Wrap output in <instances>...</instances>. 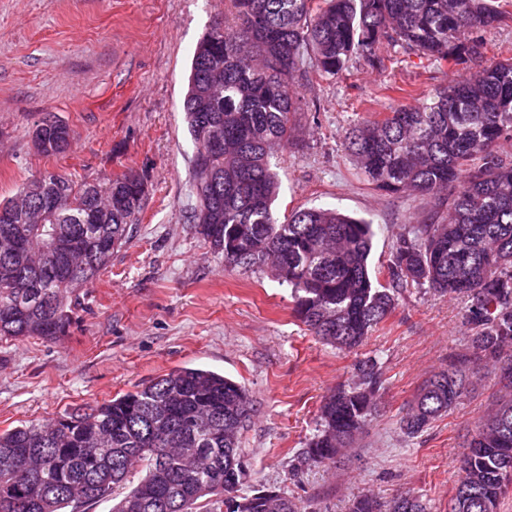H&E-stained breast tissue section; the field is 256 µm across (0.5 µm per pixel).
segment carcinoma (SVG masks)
I'll return each instance as SVG.
<instances>
[{"label": "carcinoma", "mask_w": 512, "mask_h": 512, "mask_svg": "<svg viewBox=\"0 0 512 512\" xmlns=\"http://www.w3.org/2000/svg\"><path fill=\"white\" fill-rule=\"evenodd\" d=\"M230 13L197 45L184 112L196 147L224 149L193 159L219 197L196 199L188 221L224 266L267 269L292 289L294 315L320 340L351 351L416 285L465 299L471 354L431 375L400 419L408 438L456 405L479 366L493 368L501 395L467 440L452 512H498L512 485V58L484 63L483 33L512 22V0H229ZM473 72L443 89L412 95L344 136L359 173L389 193L437 195L458 183L446 215L400 235L388 285L373 276V224L333 208L298 210L280 223L279 182L269 158L288 144L300 110L291 86L322 81L360 58L387 69L383 46ZM41 154L67 151L70 131L42 127ZM147 197L125 172L78 183L46 171L0 202V340H53L69 332L88 287L126 245ZM208 220H201L203 211ZM55 225L59 247L43 251L34 222ZM385 390L378 360L327 395L320 428L299 453L303 465L335 461L378 414ZM254 411L248 389L212 370L181 367L112 400L52 423L0 432V512H84L122 487L112 512H300L277 490L239 495L242 433ZM145 474L130 483L134 469ZM350 512H428L413 491L390 501L356 498Z\"/></svg>", "instance_id": "obj_1"}]
</instances>
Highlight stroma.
<instances>
[{
  "label": "stroma",
  "instance_id": "1",
  "mask_svg": "<svg viewBox=\"0 0 512 512\" xmlns=\"http://www.w3.org/2000/svg\"><path fill=\"white\" fill-rule=\"evenodd\" d=\"M223 15L224 0H0V201L46 171L89 181L131 171L148 186L130 242L81 291L68 334L0 341V431L204 367L244 384L256 402L242 435V493L271 485L305 512H349L362 494L387 500L410 489L430 512H448L466 441L499 395L491 369L417 438L399 421L425 380L467 353L464 300L405 288L363 345L341 351L295 318L290 289L265 270L225 268L186 220L194 144L183 101L195 48ZM465 74L397 52L383 71L360 62L339 78L295 82L298 131L273 161L279 219L312 207L366 219L376 232L372 267L386 272L396 238L428 223L434 205L375 190L344 136L388 112L398 88L430 90ZM48 115L70 130L65 154L34 146ZM369 356L385 383L379 415L336 463L297 468L323 398L353 384Z\"/></svg>",
  "mask_w": 512,
  "mask_h": 512
}]
</instances>
